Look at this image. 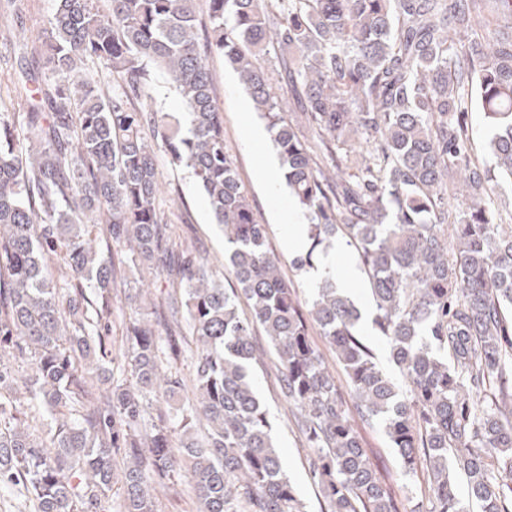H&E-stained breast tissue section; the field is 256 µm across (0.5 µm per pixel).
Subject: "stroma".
<instances>
[{"instance_id": "obj_1", "label": "stroma", "mask_w": 512, "mask_h": 512, "mask_svg": "<svg viewBox=\"0 0 512 512\" xmlns=\"http://www.w3.org/2000/svg\"><path fill=\"white\" fill-rule=\"evenodd\" d=\"M54 8L55 0H18L11 14L13 25L24 30L27 38L36 39L48 27ZM208 65L215 98L224 117L225 149L236 162L257 218L267 226L269 247L279 260L285 280L294 284L298 294H307L315 285V276L313 272H299L292 267L294 253L288 246L289 226L303 220L300 209L284 180H277L270 186L258 178L261 170L277 162L266 124L254 112L237 74L225 64L223 57L210 56ZM156 163L162 185L155 202L157 210L173 225L177 240L193 246L209 260L214 270H223L224 234L215 224L205 196L191 174L174 166L167 154L158 153ZM275 375L274 363L269 357L255 371L256 387L271 419L274 441L307 512H321L320 493L310 477L306 452L300 445L292 416L279 395ZM359 433L371 460L397 489L401 512H414L426 483L425 473L420 471L412 478H403L397 453L382 430L363 426Z\"/></svg>"}]
</instances>
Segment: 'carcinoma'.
<instances>
[{"label": "carcinoma", "instance_id": "obj_1", "mask_svg": "<svg viewBox=\"0 0 512 512\" xmlns=\"http://www.w3.org/2000/svg\"><path fill=\"white\" fill-rule=\"evenodd\" d=\"M55 2L23 136L0 109V487L35 512H98L115 488L123 512H158L148 474L182 473L198 512H304L252 374L260 329L324 512H399L358 420L381 423L404 477L427 473L418 512H466L458 475L481 512H512V0H206L204 38L198 0ZM213 54L265 119L307 218L293 267L347 239L392 369L333 280L302 301L282 277L224 148ZM89 61L109 79L83 76ZM157 69L184 102L178 118L135 107ZM159 151L207 198L233 287L172 244L155 206ZM131 266L180 294L153 319L129 317V377L117 378L112 293L137 303ZM157 397L167 408L147 427ZM30 405L51 418L46 440Z\"/></svg>", "mask_w": 512, "mask_h": 512}]
</instances>
